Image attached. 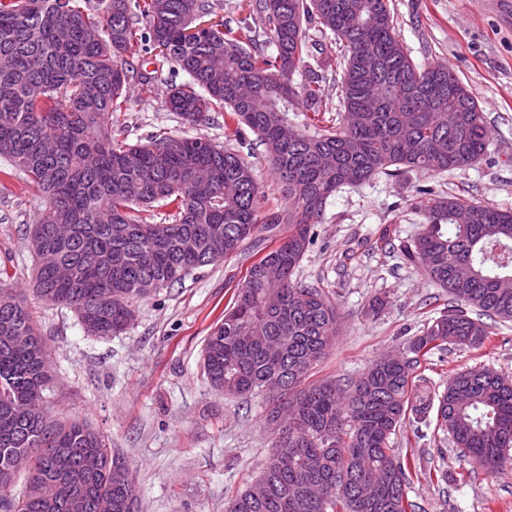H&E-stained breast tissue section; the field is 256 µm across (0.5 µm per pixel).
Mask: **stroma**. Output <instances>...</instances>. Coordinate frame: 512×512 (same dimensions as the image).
<instances>
[{"instance_id":"35a3bbf8","label":"stroma","mask_w":512,"mask_h":512,"mask_svg":"<svg viewBox=\"0 0 512 512\" xmlns=\"http://www.w3.org/2000/svg\"><path fill=\"white\" fill-rule=\"evenodd\" d=\"M397 31L416 64H444L472 90L490 130L486 155L466 170L403 172L346 186L329 198L322 224L295 271L297 281L329 292L341 329L311 379L344 383L377 359L402 353L406 342L439 316L448 300L402 250L419 232L430 192L454 193L512 209V0H389ZM164 66L152 95L138 82L113 125L119 142L147 143L166 131L188 134L163 106L171 85L188 82ZM45 208L40 192L0 157V267L9 287L27 294L49 339L52 382L44 407L56 420L81 419L134 467L141 512H226L266 464L275 435L269 400L259 393L231 398L209 387L201 351L223 317L237 284L261 255L250 244L237 256L196 270L180 285L140 298L125 333L89 334L67 307L32 295L28 234ZM394 229L381 251L377 231ZM383 298L380 315L368 303ZM485 366L512 379V323L493 327L476 347L447 344L417 366L432 387ZM407 461L415 512H512V451L491 475L453 448L436 417L407 419L390 439ZM447 473L432 482L430 471Z\"/></svg>"}]
</instances>
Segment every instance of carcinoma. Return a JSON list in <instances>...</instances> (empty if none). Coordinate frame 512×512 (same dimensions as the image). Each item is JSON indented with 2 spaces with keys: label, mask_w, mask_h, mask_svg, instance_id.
Segmentation results:
<instances>
[{
  "label": "carcinoma",
  "mask_w": 512,
  "mask_h": 512,
  "mask_svg": "<svg viewBox=\"0 0 512 512\" xmlns=\"http://www.w3.org/2000/svg\"><path fill=\"white\" fill-rule=\"evenodd\" d=\"M58 2L0 0V156L46 201L29 242L37 297L72 309L100 337L116 335L132 322L135 299L288 225L247 269L203 350L206 378L226 396L284 383L268 417H286L288 428L256 479L267 491L236 492L228 512H407L409 476L389 440L406 416L422 420L434 408L453 447L497 473L512 447V382L475 366L438 395L413 369L450 340L482 344L486 317L512 322L503 284L512 276V210L434 196L404 256L443 288L448 310L405 355L345 384L305 383L339 332L325 290L293 280L328 198L403 169L465 170L488 149L473 93L447 66L412 60L387 0H249L236 26L221 20L193 37L186 30L224 9L222 0H65L64 11ZM309 19L344 43L343 61L313 55ZM153 52L191 79L171 89L166 110L190 126L222 112L224 128H249L288 207L264 209L253 165L205 136L115 142L128 81L146 94L155 81L132 61ZM306 57L316 67L296 84ZM335 66L343 112L359 123L288 124L299 106L315 117L332 111L322 82ZM160 202L175 209L173 222L145 215ZM6 278L0 270V512H133L124 458L86 423L56 422L40 406L48 344ZM21 473L26 492L16 498Z\"/></svg>",
  "instance_id": "carcinoma-1"
}]
</instances>
